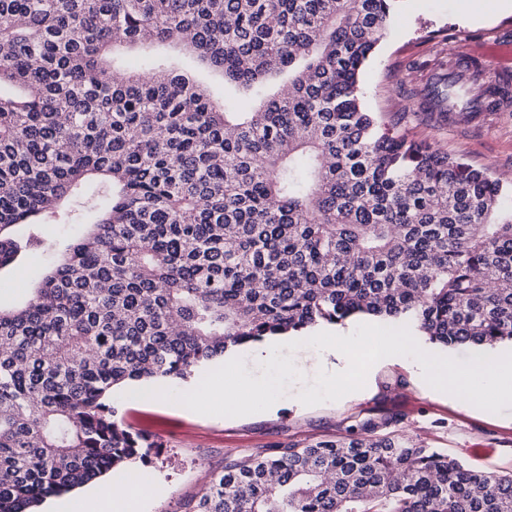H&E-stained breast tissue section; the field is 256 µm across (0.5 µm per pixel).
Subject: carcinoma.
I'll return each instance as SVG.
<instances>
[{
  "label": "carcinoma",
  "instance_id": "obj_1",
  "mask_svg": "<svg viewBox=\"0 0 512 512\" xmlns=\"http://www.w3.org/2000/svg\"><path fill=\"white\" fill-rule=\"evenodd\" d=\"M395 2L0 0V269L58 255L0 306V512L147 461L112 403L129 381L362 316L512 345V190L362 107ZM163 42L236 110L165 59L115 58ZM193 509L512 512V472L400 435L322 440L226 462ZM157 52L167 58L176 67L192 73L197 79L203 82L210 90L216 100L224 99V86L222 81L200 66V64L189 55L182 46L170 45L161 47Z\"/></svg>",
  "mask_w": 512,
  "mask_h": 512
}]
</instances>
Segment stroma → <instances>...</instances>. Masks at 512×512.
<instances>
[{
	"label": "stroma",
	"instance_id": "1",
	"mask_svg": "<svg viewBox=\"0 0 512 512\" xmlns=\"http://www.w3.org/2000/svg\"><path fill=\"white\" fill-rule=\"evenodd\" d=\"M463 38L476 47L512 41V10H494L485 0H402L360 75L362 102L394 132L499 178L512 173V111L444 117L416 111L407 96L425 82L428 62L448 55ZM54 259L50 252L30 251L0 271V303L22 299ZM112 400L124 425L155 445L149 462L119 471L149 488L138 512H186L225 460L345 436L369 419H395L403 436L461 457L474 469L512 470V407L493 414L443 398L399 358L375 365L362 390L338 401L306 406L288 396L273 411L241 417L182 411L124 397L119 389Z\"/></svg>",
	"mask_w": 512,
	"mask_h": 512
}]
</instances>
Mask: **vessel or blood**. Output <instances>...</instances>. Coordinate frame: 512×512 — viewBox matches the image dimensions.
I'll return each mask as SVG.
<instances>
[{"label": "vessel or blood", "instance_id": "vessel-or-blood-1", "mask_svg": "<svg viewBox=\"0 0 512 512\" xmlns=\"http://www.w3.org/2000/svg\"><path fill=\"white\" fill-rule=\"evenodd\" d=\"M507 57L508 65H500L498 72L506 76L512 74V44L490 46L482 50L468 48L455 50L448 59L461 98L448 101V109L452 112H494L512 108V83L496 84L487 76L490 61Z\"/></svg>", "mask_w": 512, "mask_h": 512}]
</instances>
